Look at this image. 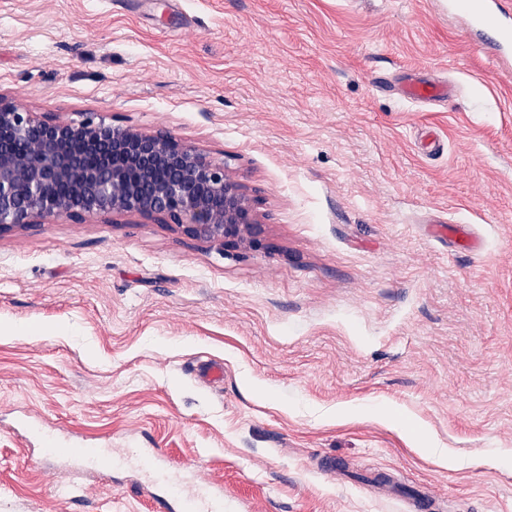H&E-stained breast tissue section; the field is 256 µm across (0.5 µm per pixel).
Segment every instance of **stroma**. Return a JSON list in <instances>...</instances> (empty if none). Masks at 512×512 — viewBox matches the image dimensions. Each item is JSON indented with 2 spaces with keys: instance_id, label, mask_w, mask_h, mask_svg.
Masks as SVG:
<instances>
[{
  "instance_id": "35a3bbf8",
  "label": "stroma",
  "mask_w": 512,
  "mask_h": 512,
  "mask_svg": "<svg viewBox=\"0 0 512 512\" xmlns=\"http://www.w3.org/2000/svg\"><path fill=\"white\" fill-rule=\"evenodd\" d=\"M0 95L171 132L262 229L0 237V512H157L49 435L160 449L224 512H512V67L447 0H0ZM451 92L449 85L427 84L417 80H409L401 88L402 96L411 100L446 99Z\"/></svg>"
}]
</instances>
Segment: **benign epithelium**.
<instances>
[{
    "label": "benign epithelium",
    "mask_w": 512,
    "mask_h": 512,
    "mask_svg": "<svg viewBox=\"0 0 512 512\" xmlns=\"http://www.w3.org/2000/svg\"><path fill=\"white\" fill-rule=\"evenodd\" d=\"M124 215L192 240L259 246L249 198L195 146L166 131L40 117L0 97V236Z\"/></svg>",
    "instance_id": "benign-epithelium-1"
}]
</instances>
